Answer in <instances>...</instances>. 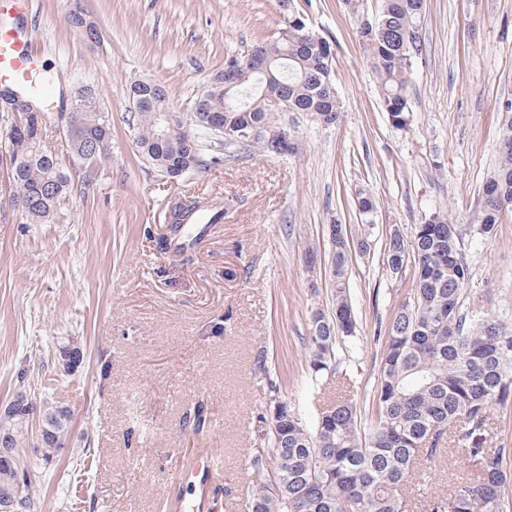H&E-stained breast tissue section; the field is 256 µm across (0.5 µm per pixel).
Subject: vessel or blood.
Wrapping results in <instances>:
<instances>
[{"label":"vessel or blood","mask_w":512,"mask_h":512,"mask_svg":"<svg viewBox=\"0 0 512 512\" xmlns=\"http://www.w3.org/2000/svg\"><path fill=\"white\" fill-rule=\"evenodd\" d=\"M17 15L16 22L0 24V83L19 88L26 87L35 73L33 57L36 48L27 28L19 17L28 12L33 0H8ZM221 461L213 455L203 456L199 463L189 465L179 477L181 484L191 487L190 497L170 499L168 512H215L217 502L212 476L221 468Z\"/></svg>","instance_id":"b4317fda"}]
</instances>
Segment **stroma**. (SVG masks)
Instances as JSON below:
<instances>
[{"label": "stroma", "mask_w": 512, "mask_h": 512, "mask_svg": "<svg viewBox=\"0 0 512 512\" xmlns=\"http://www.w3.org/2000/svg\"><path fill=\"white\" fill-rule=\"evenodd\" d=\"M301 16L334 41L342 119L325 127L282 113L298 144L292 155L236 153L180 180L137 150L138 115L125 94L162 85L177 115L238 55L284 27L280 0H34L28 30L60 96L91 88L112 118V143L84 189L57 122L48 142L75 184L48 224L28 223L12 203L0 165V410L18 393L72 414L64 449L43 461L19 454L34 512H166L184 467L220 454L222 512H251L250 460L260 447L271 385L306 423L342 398L369 423V397L384 346L380 329L413 295V267L392 275L384 246L392 229L412 236L432 211L476 223L498 164L502 115L512 99V0H426L422 52L410 87L409 128H394L358 37L381 0H295ZM82 11L100 29L90 44L67 19ZM371 195L364 225L356 200ZM198 197L224 210L203 241L165 246V216ZM369 252L349 254L348 287L362 348L324 387L310 382L312 310L332 312L328 226ZM475 303L512 309V219L472 252ZM84 360L64 372L57 346ZM206 407L203 429L184 420ZM472 463L440 458L404 492L407 512L473 475Z\"/></svg>", "instance_id": "obj_1"}]
</instances>
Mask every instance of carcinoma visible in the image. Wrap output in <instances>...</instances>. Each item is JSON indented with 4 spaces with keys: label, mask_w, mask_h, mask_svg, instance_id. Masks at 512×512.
Instances as JSON below:
<instances>
[{
    "label": "carcinoma",
    "mask_w": 512,
    "mask_h": 512,
    "mask_svg": "<svg viewBox=\"0 0 512 512\" xmlns=\"http://www.w3.org/2000/svg\"><path fill=\"white\" fill-rule=\"evenodd\" d=\"M425 0H383L379 14L365 18L360 40L370 56L381 100L393 127L410 125L408 94L422 50ZM287 24L275 36L255 45L271 63L274 80L248 66L242 56L225 64L241 67V82L228 93L217 89L206 107L193 106L181 118L170 111L168 94L129 87L140 100L141 131L137 147L166 177L178 180L205 167L206 156L220 147L260 149L267 156L288 155L296 143L265 94L288 101V110L331 126L340 122L341 101L334 85L333 42L309 29L291 0ZM38 89L1 97L11 111H27L24 123L9 129L0 148L12 153L13 201L30 224H46L58 215L71 192L72 175L43 141L48 115L36 99ZM170 113L174 133L156 137V114ZM505 115L498 143L500 162L486 182L478 223L463 228L444 212H433L413 229L414 295L392 316L384 337V354L375 379L371 424L358 423L356 406L336 401L320 410L309 429L288 400L271 385L265 439L273 450L255 449L251 460L252 512H405L403 490L433 459L443 454L475 464L470 478L454 483L434 512H512V474L504 464L512 448L498 442L492 408L512 398V311L491 314L467 302L474 293L470 248L488 240L496 225L512 217V100L502 102ZM256 131L242 142H225L213 130ZM65 129L75 158L86 166L108 155L112 141L109 113L89 88L74 92ZM93 137L97 150L85 148ZM193 211L213 224L218 213L193 200L177 204L166 217L183 223ZM332 275L336 284L330 316H310V368L314 377L337 372L352 358L359 336L357 317L347 288L349 237L341 225H330ZM407 259L406 239L395 230L385 244L384 262L399 273ZM345 351H338V345ZM29 400L19 396L0 413V436L17 449L27 440L24 417ZM42 440L37 452L50 461L63 449L70 414L42 402ZM32 485L20 456L0 463V494L15 492L20 508L31 509Z\"/></svg>",
    "instance_id": "1"
}]
</instances>
